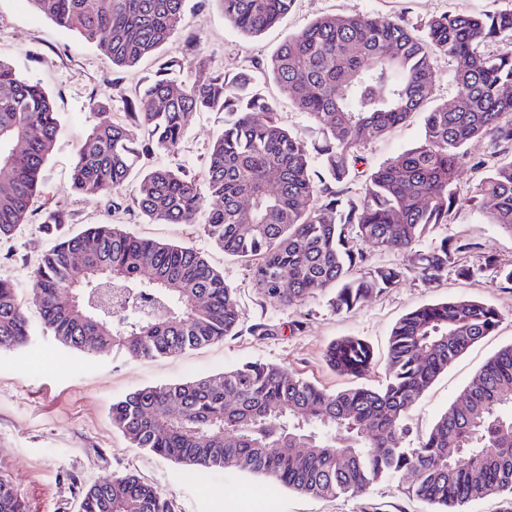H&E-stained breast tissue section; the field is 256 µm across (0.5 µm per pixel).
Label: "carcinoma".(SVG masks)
I'll return each mask as SVG.
<instances>
[{
    "label": "carcinoma",
    "mask_w": 512,
    "mask_h": 512,
    "mask_svg": "<svg viewBox=\"0 0 512 512\" xmlns=\"http://www.w3.org/2000/svg\"><path fill=\"white\" fill-rule=\"evenodd\" d=\"M118 69L156 55L179 29L185 0H31ZM224 19L255 37L294 0H222ZM497 42L487 54L482 47ZM185 55L144 78L126 111L103 113L77 143L73 193L96 199L133 185V207L152 223L197 224L224 254L247 265L258 290L286 306L326 294L337 313L415 274L427 284L452 270L473 277L458 255L467 243H422L461 206L458 170L467 145L489 140L494 163L479 188L487 221L512 235V9L441 15L417 34L395 20L322 16L288 37L260 64L280 94L321 134L311 148L279 118L275 98L254 91L253 77L214 69L201 38L186 36ZM455 63L454 103H432L438 56ZM224 113L202 174L161 163L135 174L143 154L175 155L192 114ZM416 146L364 171L354 196L361 145L415 113ZM61 126L39 83L0 59V242L27 223L41 173ZM23 148L15 152L17 141ZM53 245L30 272L43 329L64 349L87 356L114 348L140 359L164 358L235 336L245 324L234 289L192 246L138 238L121 224L70 232L54 209L41 224ZM391 249L401 262L366 267L359 247ZM83 255V265L74 257ZM485 269L512 282V263L488 256ZM97 293L99 307L70 304L69 293ZM492 305L470 297L433 302L391 328L385 380L361 383L371 346L353 336L332 342L324 358L357 380L329 391L288 368L246 361L221 372L148 386L112 403V425L132 448L193 470L260 475L319 498L360 496L406 473L403 490L431 508L465 512L497 497L512 512V344L472 376L422 438L410 414L436 378L497 329ZM31 329L19 285L0 279V350L26 346ZM177 405L181 413L169 412ZM0 512H26L0 467ZM79 512H174L173 500L134 473L83 488Z\"/></svg>",
    "instance_id": "obj_1"
}]
</instances>
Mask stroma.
<instances>
[{
  "instance_id": "1",
  "label": "stroma",
  "mask_w": 512,
  "mask_h": 512,
  "mask_svg": "<svg viewBox=\"0 0 512 512\" xmlns=\"http://www.w3.org/2000/svg\"><path fill=\"white\" fill-rule=\"evenodd\" d=\"M508 8L512 0H295L279 24L248 38L225 22L219 0H186L182 31L169 39L159 55L181 56L185 35L193 33L200 36L213 67L231 76L257 70L284 39L323 15L386 17L418 30L441 14L479 15ZM0 59L41 82L63 118L43 168L33 214L15 239L0 242V278L22 285L21 297L33 327L27 347L0 352V466L21 491L28 512H77L81 488L127 471L173 497L175 512H425L392 480L377 483L363 496L319 499L234 471L192 473L129 447L113 428L109 410L113 401L134 390L205 376L243 360L281 364L327 389L340 388L350 380L327 365L324 353L343 336H356L372 345L375 360L367 382L374 386L384 376L390 329L402 315L460 296L494 305L503 315L497 330L441 374L413 410L414 433H426L476 370L501 347L512 344V283L495 279L483 268L489 255L512 262V236L487 223L474 203L478 185L488 173L483 164L486 140L469 143L472 162L457 174L466 203L435 232L439 239L447 236L469 243V251L460 254L459 261L477 268L475 277L451 274L428 287L410 276L398 287L343 313L332 311L321 295L286 308L263 297L251 271L225 257L197 226L150 224L134 209L113 210L111 195L86 200L70 192L75 147L94 120L92 102L105 104L111 112L122 111L139 78L155 70L154 60L143 61L134 70L113 68L93 46L36 13L28 0H0ZM223 126V113H194L179 160L201 169L209 143ZM422 131V116L416 113L384 137L367 139L361 148L366 165H379L415 146ZM52 209L69 212L76 233L88 224H122L142 238L189 244L204 251L235 289L247 323L264 322L267 332L258 336L245 331L202 349L155 360L135 359L116 350L85 356L59 347L43 333L38 304L26 288L30 270L51 245L40 225L44 213Z\"/></svg>"
}]
</instances>
